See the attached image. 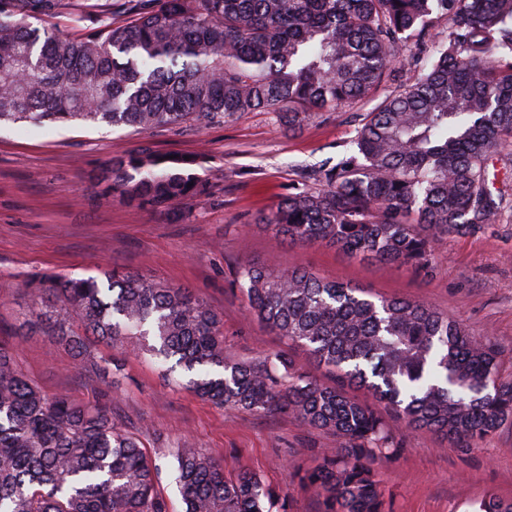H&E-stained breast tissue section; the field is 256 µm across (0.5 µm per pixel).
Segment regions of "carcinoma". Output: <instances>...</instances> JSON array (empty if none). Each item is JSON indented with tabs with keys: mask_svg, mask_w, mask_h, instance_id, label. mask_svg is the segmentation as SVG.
I'll return each mask as SVG.
<instances>
[{
	"mask_svg": "<svg viewBox=\"0 0 512 512\" xmlns=\"http://www.w3.org/2000/svg\"><path fill=\"white\" fill-rule=\"evenodd\" d=\"M60 15L75 36L45 25ZM435 15L446 31L431 42ZM408 41L418 51L401 59ZM404 73L412 80L381 95ZM378 97L356 149L300 173L262 226L277 240L427 269L437 239L512 209L489 172L512 154V0H0V123L149 129L269 112L291 130L313 112ZM202 159L142 149L113 162L104 191L153 211L206 202L214 190L197 172ZM234 282L245 317L304 348L336 384L279 352L225 357L224 317L192 289L115 268L30 281L35 307L21 319L80 364L92 341L119 346L183 371L219 408L284 412L334 435L316 465L289 472L323 497V512H392L374 463L403 448L379 406L462 452L512 426L501 352L433 306L255 262ZM98 370L110 382L121 364L103 357ZM164 458L183 512H288L286 495L200 448ZM164 468L115 423L106 398L47 395L0 342V512H172ZM466 512H512V499L488 491Z\"/></svg>",
	"mask_w": 512,
	"mask_h": 512,
	"instance_id": "1",
	"label": "carcinoma"
}]
</instances>
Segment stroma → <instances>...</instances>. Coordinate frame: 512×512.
Wrapping results in <instances>:
<instances>
[{
  "label": "stroma",
  "mask_w": 512,
  "mask_h": 512,
  "mask_svg": "<svg viewBox=\"0 0 512 512\" xmlns=\"http://www.w3.org/2000/svg\"><path fill=\"white\" fill-rule=\"evenodd\" d=\"M365 111L356 104L320 112L292 131L267 112L150 130L0 126V340L15 346L25 372L48 394L91 403L109 392L117 420L152 457L184 441L228 467L260 475L287 495L289 512H321L317 496L290 483L288 473L312 465L310 449L331 447L332 435L286 413L253 416L216 407L147 357L125 355L121 375L105 388L93 364L78 365L68 347L39 325H23L19 314L33 304L23 283L34 274L97 276L119 268L203 297L224 317L228 357L284 350L306 367L304 351L245 319L243 297L232 284L245 262L273 271L302 267L380 296L433 305L474 339H493L503 375H512V216L468 236L438 239L434 268L426 274L357 263L325 245L279 243L263 228L262 214L287 196L297 167L345 153ZM144 147L204 155L213 199L151 212L99 196L102 170ZM183 211L191 212L189 221L177 220ZM387 423L405 448L398 460L380 466L393 512H464L488 489L512 498V427L464 455L434 432L394 417Z\"/></svg>",
  "instance_id": "1"
}]
</instances>
